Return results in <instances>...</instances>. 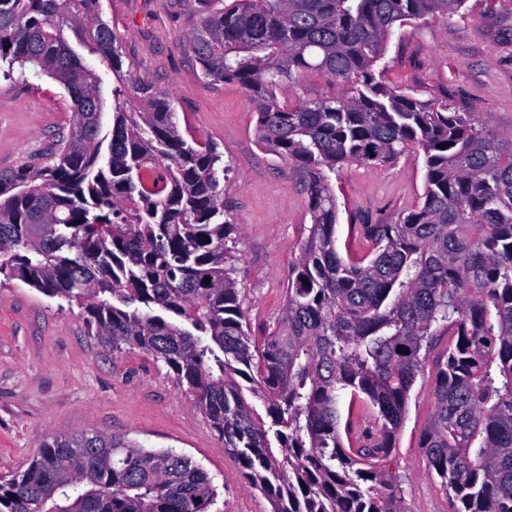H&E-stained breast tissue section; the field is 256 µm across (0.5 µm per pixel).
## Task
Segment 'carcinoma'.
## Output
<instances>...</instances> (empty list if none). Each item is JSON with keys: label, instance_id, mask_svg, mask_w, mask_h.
<instances>
[{"label": "carcinoma", "instance_id": "carcinoma-1", "mask_svg": "<svg viewBox=\"0 0 512 512\" xmlns=\"http://www.w3.org/2000/svg\"><path fill=\"white\" fill-rule=\"evenodd\" d=\"M464 2L218 0L193 32L203 77L252 93L260 141L306 181L308 234L281 316L257 340L240 307L222 155L188 143L170 99L124 68L100 0H0V62L38 68L73 108L43 163L0 171V274L78 305L102 349L163 363L271 512H400L391 449L440 329L448 351L420 442L430 475L452 512H512V139L378 68L395 28ZM66 26L100 69L67 59ZM308 72L345 92L277 99ZM413 149L419 201L393 224L363 225L366 254L342 256L332 175ZM358 403L370 433L355 425ZM40 448L0 479V512H209L216 501L207 473L171 448L96 433Z\"/></svg>", "mask_w": 512, "mask_h": 512}]
</instances>
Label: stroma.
Instances as JSON below:
<instances>
[{"instance_id": "1", "label": "stroma", "mask_w": 512, "mask_h": 512, "mask_svg": "<svg viewBox=\"0 0 512 512\" xmlns=\"http://www.w3.org/2000/svg\"><path fill=\"white\" fill-rule=\"evenodd\" d=\"M135 76L173 99L184 139L213 143L230 171L224 207L237 227L235 277L252 336L280 317L288 265L311 224L300 174L260 142L249 92L201 76L189 40L202 0H101ZM388 83L419 98H445L503 140L512 138V0H466L451 19L411 20L386 45ZM339 82L315 73L283 83L279 100L341 95ZM73 122L64 88L34 67L0 70V170L41 162ZM422 155L391 165L354 164L332 185L339 246L366 252L367 224H392L424 192ZM448 348L440 332L412 387L392 458L402 512H451L428 474L420 438L434 407L436 363ZM128 435L149 449L190 457L217 488L214 512H270L238 461L163 363L130 350L104 351L76 308L22 281L0 282V477L27 468L51 435Z\"/></svg>"}]
</instances>
